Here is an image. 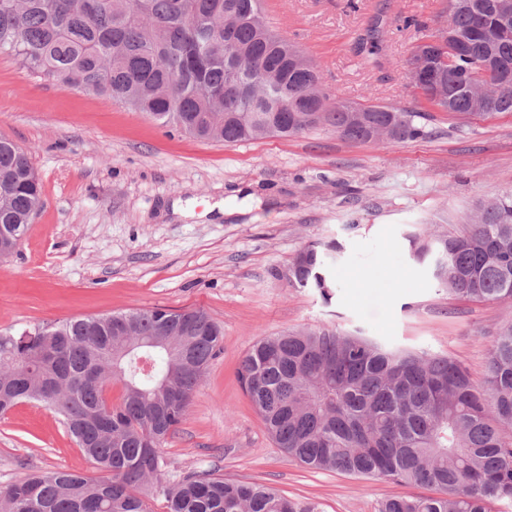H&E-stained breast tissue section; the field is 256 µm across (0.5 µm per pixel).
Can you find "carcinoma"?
<instances>
[{
	"instance_id": "obj_1",
	"label": "carcinoma",
	"mask_w": 512,
	"mask_h": 512,
	"mask_svg": "<svg viewBox=\"0 0 512 512\" xmlns=\"http://www.w3.org/2000/svg\"><path fill=\"white\" fill-rule=\"evenodd\" d=\"M449 9L455 53L446 67L465 116L512 113V0H467ZM67 89L120 100L198 140L292 137L321 125L341 133L398 124V141L425 136L418 119L443 103L421 93L414 109L351 103L320 88L316 65L275 32L262 0H0V50ZM497 97L485 109L468 88L489 58ZM42 186L28 152L0 138V228L25 238ZM512 193L481 205L461 233L414 236L420 262L440 253L434 275L455 299H512ZM336 242L310 244L290 262L289 284L324 300L334 285L326 258ZM164 335L167 342H156ZM223 329L200 309L153 306L74 318L34 329L28 342L0 336V415L33 400L62 418L79 448L108 476L33 471L0 487V512H148L142 488L168 512H317L254 482L214 472L163 476L160 449L186 417ZM239 382L282 451L316 470L380 478L434 491L393 496L379 512H492L512 501V320L496 332L481 390L458 360L390 349L359 332L306 326L252 343ZM121 386L120 402L105 389Z\"/></svg>"
}]
</instances>
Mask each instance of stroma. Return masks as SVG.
Returning <instances> with one entry per match:
<instances>
[{"instance_id":"35a3bbf8","label":"stroma","mask_w":512,"mask_h":512,"mask_svg":"<svg viewBox=\"0 0 512 512\" xmlns=\"http://www.w3.org/2000/svg\"><path fill=\"white\" fill-rule=\"evenodd\" d=\"M446 0H264L271 28L354 103L415 108L407 63ZM415 19L405 27V19ZM379 30L376 63L358 50ZM425 137L353 142L321 126L240 143L202 141L105 97L67 90L0 53V137L24 147L44 205L0 262V335L152 306L201 309L224 329L178 432L168 470L216 472L314 503L378 512L414 486L312 470L266 433L238 381L260 337L307 324L463 362L484 386L487 352L512 301L449 298L408 237L457 232L512 191V113L430 112ZM336 241L331 300L288 284L305 245ZM97 476L60 419L35 402L0 417V486L34 470Z\"/></svg>"}]
</instances>
